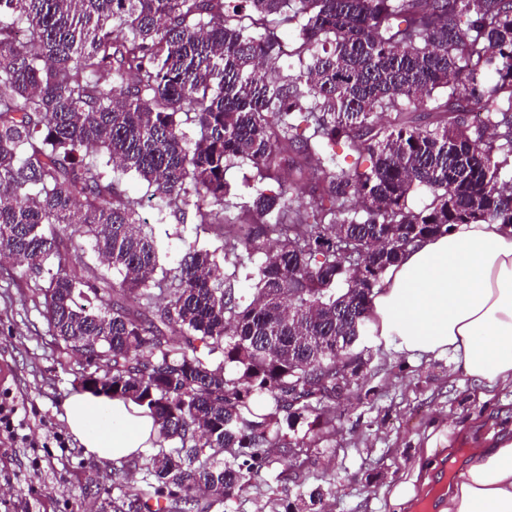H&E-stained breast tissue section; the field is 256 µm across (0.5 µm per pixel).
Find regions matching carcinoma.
<instances>
[{
  "label": "carcinoma",
  "mask_w": 512,
  "mask_h": 512,
  "mask_svg": "<svg viewBox=\"0 0 512 512\" xmlns=\"http://www.w3.org/2000/svg\"><path fill=\"white\" fill-rule=\"evenodd\" d=\"M312 159L302 203L279 168ZM244 165L258 181L226 219ZM130 173L222 244L160 265ZM488 220L512 224V0H0V262L26 264L56 344L92 349L159 426L127 463L138 492L87 482L98 512H212L265 474L298 482L268 449L290 454L299 423L335 431L336 365L363 369L386 271Z\"/></svg>",
  "instance_id": "carcinoma-1"
}]
</instances>
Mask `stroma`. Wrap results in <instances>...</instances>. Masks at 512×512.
I'll return each mask as SVG.
<instances>
[{
	"instance_id": "obj_1",
	"label": "stroma",
	"mask_w": 512,
	"mask_h": 512,
	"mask_svg": "<svg viewBox=\"0 0 512 512\" xmlns=\"http://www.w3.org/2000/svg\"><path fill=\"white\" fill-rule=\"evenodd\" d=\"M127 194L165 243L160 262L176 263L192 241L218 246L213 230L197 228L193 211L159 214L143 183L128 179ZM24 265L0 264V512H96L84 493L88 478L118 477L124 490L141 486L137 470L84 453L62 419V405L82 389V361L57 346L43 316V299L27 288ZM366 362L348 398L330 404L336 430L321 441L301 440L292 456L307 488L323 487L325 512H392L393 487L433 447L435 470L419 486L409 512H438L435 492L447 485L450 460L466 449L512 432V385L481 388L444 357H408L376 332L353 346Z\"/></svg>"
}]
</instances>
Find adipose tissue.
<instances>
[{
    "mask_svg": "<svg viewBox=\"0 0 512 512\" xmlns=\"http://www.w3.org/2000/svg\"><path fill=\"white\" fill-rule=\"evenodd\" d=\"M382 340L411 357L448 356L474 384H512V226L457 224L409 248L371 302ZM62 419L86 455L128 457L157 447L159 427L135 401L89 392ZM439 512H512V438L468 449Z\"/></svg>",
    "mask_w": 512,
    "mask_h": 512,
    "instance_id": "ef3b65f1",
    "label": "adipose tissue"
}]
</instances>
